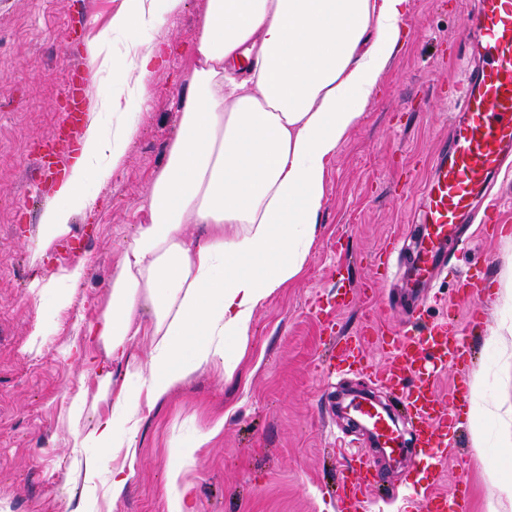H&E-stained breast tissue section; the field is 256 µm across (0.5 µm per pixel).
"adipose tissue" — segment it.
I'll return each mask as SVG.
<instances>
[{
    "label": "adipose tissue",
    "mask_w": 512,
    "mask_h": 512,
    "mask_svg": "<svg viewBox=\"0 0 512 512\" xmlns=\"http://www.w3.org/2000/svg\"><path fill=\"white\" fill-rule=\"evenodd\" d=\"M184 0H123L95 37L92 62L107 70L100 111L78 160L40 217V247L90 213V186L108 180L137 131L120 99L146 93L162 55L157 35ZM410 0H208L193 44L180 129L112 273L109 300L86 333L101 355L85 363L96 392L67 414L74 447L88 449L85 483L107 475L119 499L134 474L136 436L156 403L211 367L232 375L255 315L304 268L316 240L326 167L356 126L400 44ZM145 32L113 53L115 35ZM203 225L200 235L189 234ZM150 339L148 362L130 350ZM123 369L114 379L112 366Z\"/></svg>",
    "instance_id": "adipose-tissue-1"
}]
</instances>
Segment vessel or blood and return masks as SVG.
Here are the masks:
<instances>
[{"label": "vessel or blood", "mask_w": 512, "mask_h": 512, "mask_svg": "<svg viewBox=\"0 0 512 512\" xmlns=\"http://www.w3.org/2000/svg\"><path fill=\"white\" fill-rule=\"evenodd\" d=\"M459 47L465 59L458 93L452 101L449 145L434 154L431 177L419 202L422 240L414 258L418 278L427 277L444 252L452 251L463 237L462 226L475 201L486 203L483 223L496 227L505 206L503 196L492 186L508 159L512 158V0H478L462 22ZM69 108L61 124L68 142L78 141L86 116L81 88L68 86ZM364 339L351 336L333 341L328 348L326 372L336 363H352L370 369L381 384L403 387L405 407L415 423L420 455L443 467L447 451L459 438L454 403L463 401L460 389L451 393V407H440L436 398L439 375L463 360L470 344L463 330L449 331L447 322L436 321L423 328L395 332L387 343L383 367H369L362 356ZM357 414L384 447L398 451L400 443L388 418L371 407L358 405ZM356 481L344 484L342 512H370L368 488L378 475L371 460L355 451ZM428 482L423 495L432 512H467L465 491L455 485L448 493Z\"/></svg>", "instance_id": "b4317fda"}]
</instances>
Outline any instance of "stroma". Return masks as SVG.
<instances>
[{
  "label": "stroma",
  "instance_id": "1",
  "mask_svg": "<svg viewBox=\"0 0 512 512\" xmlns=\"http://www.w3.org/2000/svg\"><path fill=\"white\" fill-rule=\"evenodd\" d=\"M122 0H0V512H85L105 501L104 479L85 488V449L70 447L64 416L80 389L84 366L70 347L78 329L100 313L112 272L134 225L148 219L147 194L166 163L179 130L191 72V47L207 0L185 7L160 31L167 46L146 80L143 99L122 102L138 115V131L123 163L93 186V211L75 218L44 255H36L39 219L64 181L30 175L33 158L51 145L67 101L70 58L89 57L98 28ZM405 37L357 125L326 169L320 232L302 272L258 310L247 354L232 376L200 370L159 401L137 438L129 488L113 512H168L165 477L181 470L193 487L196 512H339L336 488L353 480L337 442L364 445L359 431L336 413L339 391L370 390L392 411L394 391L351 367L329 376L318 363L334 336L367 332L364 354L383 364L371 325L406 322L418 303L426 320L458 310L472 359L441 374L436 393L447 401L458 380L479 376L468 392L461 445L449 449L446 486L464 480L468 512H486L512 477V452L497 445L512 424V351L493 332L507 318L500 275L512 262V239L476 235L442 258L433 285H416L411 258L419 244L413 208L430 173V160L448 136V94L461 74L457 43L474 0H411ZM405 236L402 250L382 259L387 239ZM476 263L483 288L470 298L456 292L457 276ZM84 276L60 308L42 285L75 265ZM479 324H470L471 315ZM49 335H36L42 323ZM224 428L190 459L172 442L192 443L215 418ZM484 446L476 455L473 431ZM381 483L371 497L376 512H405L396 494L403 482L423 486L429 464L407 470L369 448Z\"/></svg>",
  "mask_w": 512,
  "mask_h": 512
}]
</instances>
